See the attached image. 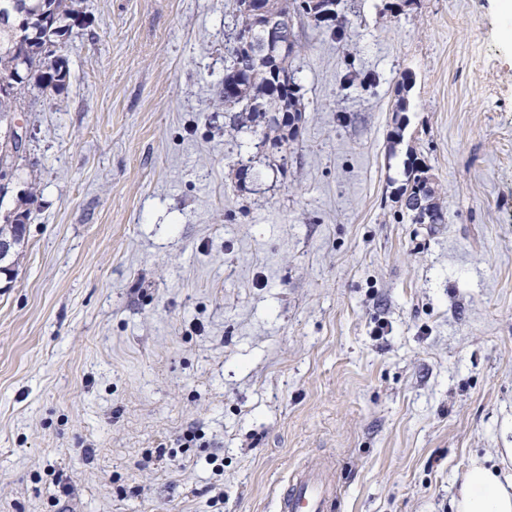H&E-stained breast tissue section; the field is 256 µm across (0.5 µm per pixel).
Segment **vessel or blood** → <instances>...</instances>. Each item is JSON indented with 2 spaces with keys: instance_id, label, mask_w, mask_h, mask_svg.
Instances as JSON below:
<instances>
[{
  "instance_id": "b4317fda",
  "label": "vessel or blood",
  "mask_w": 512,
  "mask_h": 512,
  "mask_svg": "<svg viewBox=\"0 0 512 512\" xmlns=\"http://www.w3.org/2000/svg\"><path fill=\"white\" fill-rule=\"evenodd\" d=\"M335 462L306 467L292 477L280 494L276 512H335Z\"/></svg>"
}]
</instances>
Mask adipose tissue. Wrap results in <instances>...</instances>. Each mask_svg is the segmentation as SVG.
<instances>
[{"mask_svg": "<svg viewBox=\"0 0 512 512\" xmlns=\"http://www.w3.org/2000/svg\"><path fill=\"white\" fill-rule=\"evenodd\" d=\"M500 467L475 460L464 472L454 501L455 512H512V448L500 451Z\"/></svg>", "mask_w": 512, "mask_h": 512, "instance_id": "ef3b65f1", "label": "adipose tissue"}]
</instances>
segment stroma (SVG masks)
<instances>
[{
    "mask_svg": "<svg viewBox=\"0 0 512 512\" xmlns=\"http://www.w3.org/2000/svg\"><path fill=\"white\" fill-rule=\"evenodd\" d=\"M224 3L85 0L65 88L24 99L0 512H274L324 458L338 512H453L512 448V5L342 0L340 39L306 20L276 171L214 105ZM411 155L444 223L401 218ZM36 198V188L33 184L28 187L26 199L18 201V205L14 209V223L1 224L0 225V236L11 237L14 239L16 245L20 244L24 240L26 232V226L31 220V210L28 205L31 201Z\"/></svg>",
    "mask_w": 512,
    "mask_h": 512,
    "instance_id": "obj_1",
    "label": "stroma"
}]
</instances>
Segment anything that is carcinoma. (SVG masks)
Wrapping results in <instances>:
<instances>
[{
	"mask_svg": "<svg viewBox=\"0 0 512 512\" xmlns=\"http://www.w3.org/2000/svg\"><path fill=\"white\" fill-rule=\"evenodd\" d=\"M9 23L0 24V73L26 72V80L6 93L0 92V119L15 118L22 111L25 95L36 87L45 96L61 92L69 71H53L49 46L64 53L68 43L59 42V31L71 35L84 16L83 0H0V14ZM229 17L233 21L230 44L226 47L224 66V111L232 113L228 125L231 137L247 133L259 138L278 153L299 140L304 122V106L294 89L296 69L293 61L304 49L303 19L324 25L333 34L346 33L347 20L340 11L324 15V0H232ZM275 19L290 32L292 42L261 55L256 49L268 40V22ZM18 148L0 137V171L15 177ZM408 178L399 189V201L413 224H442L445 215L439 193L429 175V168L415 157L407 162ZM36 198V188L28 187L26 199L14 207V222L0 225V236L24 240L31 220L29 205Z\"/></svg>",
	"mask_w": 512,
	"mask_h": 512,
	"instance_id": "cac0c4a2",
	"label": "carcinoma"
}]
</instances>
